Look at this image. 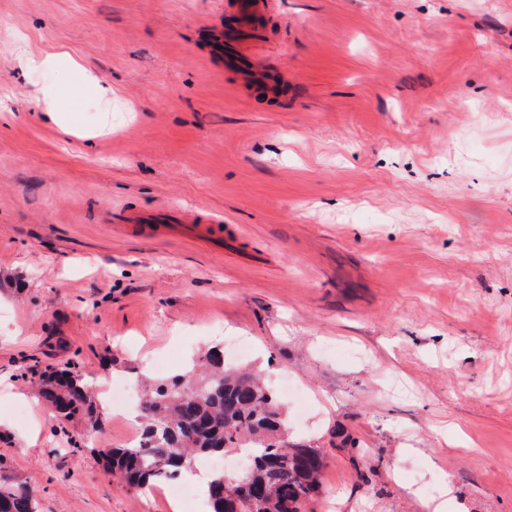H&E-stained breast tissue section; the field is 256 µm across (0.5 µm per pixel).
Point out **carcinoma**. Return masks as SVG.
Masks as SVG:
<instances>
[{
    "label": "carcinoma",
    "instance_id": "obj_1",
    "mask_svg": "<svg viewBox=\"0 0 512 512\" xmlns=\"http://www.w3.org/2000/svg\"><path fill=\"white\" fill-rule=\"evenodd\" d=\"M38 394L63 423L76 416L99 426L100 398L83 376L72 370L44 373ZM143 447L109 448L102 452L105 469L134 490L180 474L203 457L253 448L235 475L214 472L207 486L211 512H301L320 488L325 456L316 448L293 446L283 407L270 388L253 373L224 363V352L206 350L184 372L144 386L138 406ZM244 481L251 500L236 498ZM0 512H37L34 492L0 460Z\"/></svg>",
    "mask_w": 512,
    "mask_h": 512
}]
</instances>
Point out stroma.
Here are the masks:
<instances>
[{
    "instance_id": "obj_1",
    "label": "stroma",
    "mask_w": 512,
    "mask_h": 512,
    "mask_svg": "<svg viewBox=\"0 0 512 512\" xmlns=\"http://www.w3.org/2000/svg\"><path fill=\"white\" fill-rule=\"evenodd\" d=\"M0 0V459L38 512H168L35 372L169 378L223 339L326 457L303 512H512V0ZM68 52L109 90L63 118ZM172 211L170 224L125 214ZM238 10L239 26H232L224 30V66L232 70L237 65V50L241 45L246 29L250 24H262L264 12L267 10V2L264 0H238L235 4ZM21 63L31 70L66 69L73 73L75 82L68 87L54 84L42 86L40 93L43 100L48 103L60 99L71 101L82 97L102 100L106 96L107 89L101 84L100 79L66 52L43 57L26 56L21 59Z\"/></svg>"
}]
</instances>
